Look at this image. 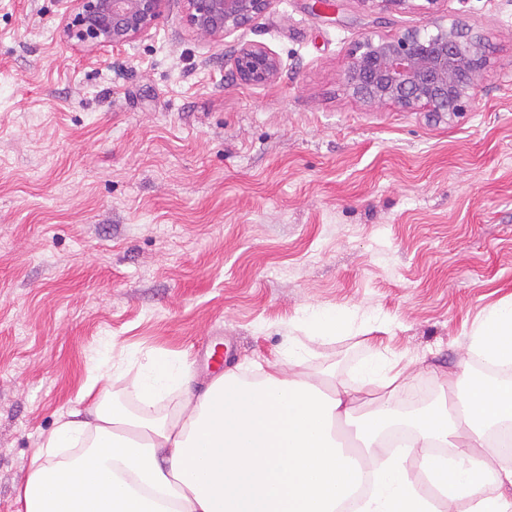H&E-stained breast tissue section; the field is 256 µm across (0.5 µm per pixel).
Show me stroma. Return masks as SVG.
Instances as JSON below:
<instances>
[{"mask_svg":"<svg viewBox=\"0 0 512 512\" xmlns=\"http://www.w3.org/2000/svg\"><path fill=\"white\" fill-rule=\"evenodd\" d=\"M493 48L465 112L367 107L343 79L369 34L421 25L362 0H274L221 41L181 0L146 36L88 49L62 0H0V512L59 414L110 360L122 400L156 353L197 389L288 353L312 311L346 308L305 370L352 384L372 347L411 361L410 407L484 364L467 335L512 297V0H439ZM243 42L283 62L236 79Z\"/></svg>","mask_w":512,"mask_h":512,"instance_id":"1","label":"stroma"}]
</instances>
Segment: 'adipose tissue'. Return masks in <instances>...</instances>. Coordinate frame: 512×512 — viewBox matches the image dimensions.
<instances>
[{
	"mask_svg": "<svg viewBox=\"0 0 512 512\" xmlns=\"http://www.w3.org/2000/svg\"><path fill=\"white\" fill-rule=\"evenodd\" d=\"M469 347L512 368L511 300L473 328ZM305 359L291 343L258 382L224 373L164 416L158 403L192 381L184 359L141 366L134 411L109 401L105 371L92 373L91 409L61 415L44 437L18 512H512V451L490 437L512 429L511 381L465 388L448 373L436 401L406 419L410 445L397 455L384 436L403 407L404 368L373 350L354 387L308 379ZM362 389L376 405H360Z\"/></svg>",
	"mask_w": 512,
	"mask_h": 512,
	"instance_id": "adipose-tissue-1",
	"label": "adipose tissue"
}]
</instances>
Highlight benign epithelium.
Segmentation results:
<instances>
[{"mask_svg": "<svg viewBox=\"0 0 512 512\" xmlns=\"http://www.w3.org/2000/svg\"><path fill=\"white\" fill-rule=\"evenodd\" d=\"M66 35L94 49L135 41L161 17L168 0H64ZM274 0H183L193 32L223 40L270 9ZM491 45L466 22L431 17L393 35H370L351 51L343 81L365 105L391 103L437 117L464 111L491 71ZM236 78L266 85L282 72L279 56L263 44L244 42L231 56Z\"/></svg>", "mask_w": 512, "mask_h": 512, "instance_id": "1", "label": "benign epithelium"}]
</instances>
